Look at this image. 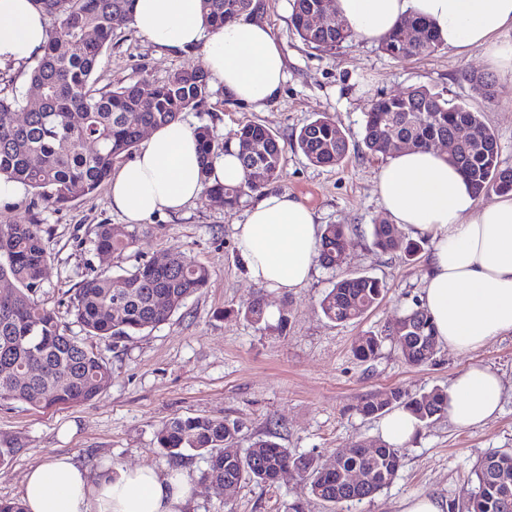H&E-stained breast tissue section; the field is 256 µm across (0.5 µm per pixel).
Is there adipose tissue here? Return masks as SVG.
<instances>
[{
    "label": "adipose tissue",
    "mask_w": 512,
    "mask_h": 512,
    "mask_svg": "<svg viewBox=\"0 0 512 512\" xmlns=\"http://www.w3.org/2000/svg\"><path fill=\"white\" fill-rule=\"evenodd\" d=\"M336 11L368 42L381 41L405 17L423 18L444 47L482 51L497 80L512 85V0H336ZM131 25L160 47L200 50L212 87L236 102L263 105L286 80L281 46L257 16L212 30L201 0H135ZM47 34L48 19L33 0H0V66L41 53ZM376 188L392 223L431 240L421 304L438 342L466 353L512 332V194L478 204L462 172L433 148L394 153ZM202 191L196 139L181 122L152 131L110 184L113 209L131 224L180 211ZM235 230L255 283L281 291L307 283L322 229L290 193L265 191ZM447 393L451 421L472 427L500 411L503 384L495 371L473 364ZM192 497L182 469L91 466L70 455L30 467L21 494L27 512H187Z\"/></svg>",
    "instance_id": "adipose-tissue-1"
}]
</instances>
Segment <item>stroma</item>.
I'll use <instances>...</instances> for the list:
<instances>
[{
    "label": "stroma",
    "instance_id": "obj_1",
    "mask_svg": "<svg viewBox=\"0 0 512 512\" xmlns=\"http://www.w3.org/2000/svg\"><path fill=\"white\" fill-rule=\"evenodd\" d=\"M260 17L281 43L287 80L264 108L255 109L213 93L204 111L188 112L189 126L206 124L222 137L239 124L267 126L284 149L278 190L288 191L315 211L319 224H343L350 235L347 255L336 269L315 265L309 283L283 292L254 283L235 237L250 197L240 208L197 200L180 213L156 216L137 227L136 245L122 253H103L94 245L101 224H119L107 186L57 208L32 206L25 191L0 222H42L50 254L40 296L49 304L69 302L86 275L123 274L153 257L179 251L208 265L207 288L188 298L170 319L139 335L97 341L112 378L96 398L65 408L35 409L21 402L0 406V448L15 449L0 466V498L21 495L24 474L34 465L69 454L97 465L163 470L173 462L157 446L156 432L175 417H218L241 425V447L272 435L295 455L320 463L335 460L339 449L379 440L380 420L360 412L368 398L390 390L418 395L446 387L473 363L497 372L504 384L501 412L486 424L463 428L448 417L434 420L402 446V465L394 481L364 501L357 512H397L404 498L430 494L457 505L468 496L474 466L491 450H512V333L491 339L470 353L438 346L432 363H407L388 328L421 298L428 258L420 252H384L372 243L371 228L388 217L375 186L382 155L357 151L365 114L381 96L427 86L445 98L481 112L498 136L502 167L512 169V87L495 84L487 100L472 90L464 72L486 73L481 52L458 54L439 48L427 57L393 59L379 44L353 37L332 50L306 45L295 32L291 0H260ZM198 52H171L133 28L116 31L99 58L96 85L108 89L141 78L163 81L176 70L202 67ZM333 117L351 144L348 157L334 167L312 165L293 146L300 129L318 115ZM367 274L382 280L387 293L364 318L338 324L327 319L319 301L341 277ZM266 303V322L256 326L240 313L255 298ZM286 325H279L280 314ZM381 336L378 355L363 362L353 354L365 332ZM194 486L189 512H330L305 495L295 473L273 486L243 484L224 494L205 477V457L185 460Z\"/></svg>",
    "mask_w": 512,
    "mask_h": 512
}]
</instances>
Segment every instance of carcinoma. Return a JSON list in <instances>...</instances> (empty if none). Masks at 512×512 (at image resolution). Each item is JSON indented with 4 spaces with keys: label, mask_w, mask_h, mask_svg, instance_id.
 Masks as SVG:
<instances>
[{
    "label": "carcinoma",
    "mask_w": 512,
    "mask_h": 512,
    "mask_svg": "<svg viewBox=\"0 0 512 512\" xmlns=\"http://www.w3.org/2000/svg\"><path fill=\"white\" fill-rule=\"evenodd\" d=\"M134 0H34L52 20L46 45L28 72L37 94L31 97L5 84L0 88V179L19 182L41 201L62 207L93 193L108 180L114 164L132 154L144 130L182 120L186 112L201 110L211 96L209 79L201 69L178 70L166 80L142 78L110 89L93 88L98 59L112 42L116 30L131 22ZM253 0H201L206 23L213 29L252 10ZM317 0H292L291 23L299 37L316 48L331 49L352 36L342 22H331L322 31L310 30L305 18ZM441 38L426 21L407 17L381 41L393 59L425 57L436 52ZM473 90L490 99L492 80L483 74H465ZM458 140L451 161L464 174L478 198L492 192H512V169L501 168L494 131L481 113L462 102L448 100L426 86L382 97L365 113L361 145L371 155L384 154L392 138L422 149L440 137ZM204 170L234 140L245 170V182L224 186L203 179L202 197L236 208L243 196L258 193L280 177L284 152L277 136L266 126L248 122L227 139L213 128H193ZM295 147L315 166H336L347 157L349 141L336 121L320 115L303 126ZM41 223L0 224V280L12 283L0 292V402H23L50 409L92 400L107 386L111 369L86 339L133 336L167 321L183 302L207 287L211 269L181 252H167L117 277L100 272L81 280L68 314L84 337L69 333L58 309L40 299L49 253ZM376 247H400L415 257L421 246L403 243L397 224H374ZM134 224H100L95 245L102 252H123L134 246ZM347 247L342 224H327L318 246L317 261L327 268L339 265ZM387 293L376 277H344L321 299L323 314L338 324L358 320L376 307ZM114 309L109 313L108 309ZM244 317L255 325L265 321L261 298L250 302ZM434 325L420 305L405 310L391 329L399 346L410 352L405 360L415 366L432 362L436 349ZM382 340L369 332L357 340L354 354L374 358ZM410 410L421 425L447 413L446 389L437 388L409 396L391 390L367 400L366 417L382 416L394 407ZM241 427L223 419L176 417L158 430V447L173 461L200 455L208 459L207 478L221 488L226 483L272 485L284 468L293 470L307 493L323 502L361 504L387 487L401 467L400 449L384 442L336 453V465L326 469L312 456L292 454L276 442L259 437L249 448H239ZM352 471H361L367 483L347 482ZM476 484L469 499L456 512H512L504 498H512V452L484 454L474 469Z\"/></svg>",
    "instance_id": "carcinoma-1"
}]
</instances>
